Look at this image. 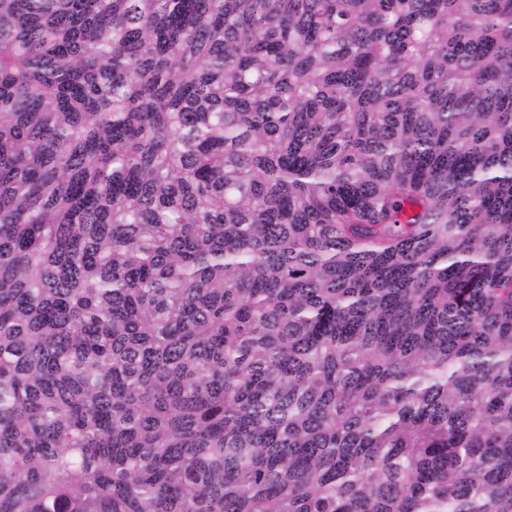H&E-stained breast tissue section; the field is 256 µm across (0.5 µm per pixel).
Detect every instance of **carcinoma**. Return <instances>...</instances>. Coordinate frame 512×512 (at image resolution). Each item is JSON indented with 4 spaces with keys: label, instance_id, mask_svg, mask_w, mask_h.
<instances>
[{
    "label": "carcinoma",
    "instance_id": "cac0c4a2",
    "mask_svg": "<svg viewBox=\"0 0 512 512\" xmlns=\"http://www.w3.org/2000/svg\"><path fill=\"white\" fill-rule=\"evenodd\" d=\"M0 512H512V0H0Z\"/></svg>",
    "mask_w": 512,
    "mask_h": 512
}]
</instances>
